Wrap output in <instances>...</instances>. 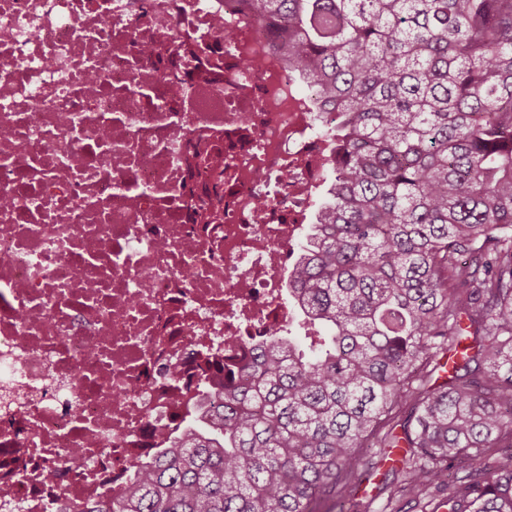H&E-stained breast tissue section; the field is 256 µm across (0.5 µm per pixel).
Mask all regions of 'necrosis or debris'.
<instances>
[{
	"label": "necrosis or debris",
	"mask_w": 512,
	"mask_h": 512,
	"mask_svg": "<svg viewBox=\"0 0 512 512\" xmlns=\"http://www.w3.org/2000/svg\"><path fill=\"white\" fill-rule=\"evenodd\" d=\"M247 0H0V512L120 491L295 324L336 115Z\"/></svg>",
	"instance_id": "4bbe7bcc"
}]
</instances>
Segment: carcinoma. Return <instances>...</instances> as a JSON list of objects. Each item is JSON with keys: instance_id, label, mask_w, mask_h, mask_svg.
Instances as JSON below:
<instances>
[{"instance_id": "obj_1", "label": "carcinoma", "mask_w": 512, "mask_h": 512, "mask_svg": "<svg viewBox=\"0 0 512 512\" xmlns=\"http://www.w3.org/2000/svg\"><path fill=\"white\" fill-rule=\"evenodd\" d=\"M249 9L340 116L288 285L306 336L270 337L129 492L76 512H314L395 448L388 502L512 512V0Z\"/></svg>"}]
</instances>
